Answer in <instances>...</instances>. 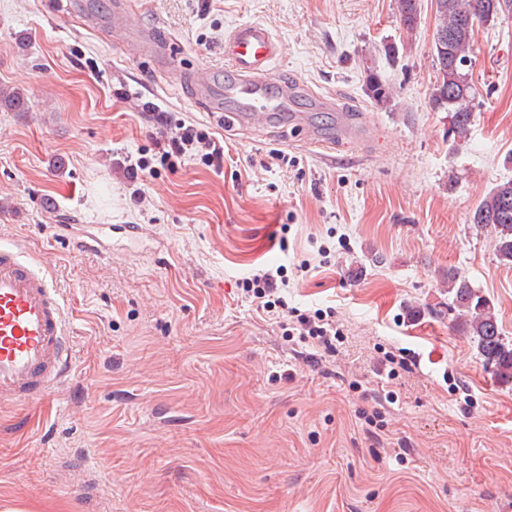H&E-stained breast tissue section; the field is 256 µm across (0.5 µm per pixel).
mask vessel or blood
Listing matches in <instances>:
<instances>
[{
  "label": "vessel or blood",
  "mask_w": 512,
  "mask_h": 512,
  "mask_svg": "<svg viewBox=\"0 0 512 512\" xmlns=\"http://www.w3.org/2000/svg\"><path fill=\"white\" fill-rule=\"evenodd\" d=\"M114 33L136 39L141 48L164 57L165 45L139 30L126 10L112 16ZM281 52L262 24H237L224 40L223 82L201 67L198 88L230 107L231 121L243 128L270 125L287 117L299 90L275 86L271 66ZM71 360L70 331L61 297L43 264L23 250L0 245V404L43 398L65 376Z\"/></svg>",
  "instance_id": "obj_1"
}]
</instances>
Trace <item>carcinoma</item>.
Listing matches in <instances>:
<instances>
[{
	"label": "carcinoma",
	"instance_id": "cac0c4a2",
	"mask_svg": "<svg viewBox=\"0 0 512 512\" xmlns=\"http://www.w3.org/2000/svg\"><path fill=\"white\" fill-rule=\"evenodd\" d=\"M491 0H436L437 24L432 49L438 71L432 94L436 108L449 112L448 136L464 139L470 133L474 87L464 73L473 47L475 26L491 22L503 14H512V0H497L501 6L490 10ZM400 26L410 32L420 19L419 0H396ZM370 96L377 102L390 97L382 79L370 75ZM478 227H491L494 252L505 265H512V180L498 184L482 200L471 217ZM448 294L455 316L451 328L474 340L484 362L493 368L503 384L512 383V341L504 338L489 300L457 270L448 268Z\"/></svg>",
	"mask_w": 512,
	"mask_h": 512
}]
</instances>
